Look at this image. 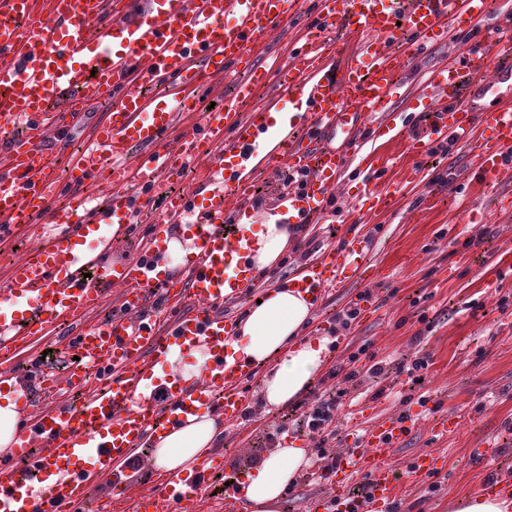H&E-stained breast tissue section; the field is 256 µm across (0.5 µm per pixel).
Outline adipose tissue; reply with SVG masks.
<instances>
[{"label":"adipose tissue","mask_w":512,"mask_h":512,"mask_svg":"<svg viewBox=\"0 0 512 512\" xmlns=\"http://www.w3.org/2000/svg\"><path fill=\"white\" fill-rule=\"evenodd\" d=\"M245 231L249 261L259 273L277 264L297 237L295 225L279 223L273 212L266 213L262 223L246 225ZM313 309L310 296L294 288L272 286L265 291L261 304L236 325L232 349L268 369L263 381L268 405L280 406L294 400L323 370L324 340L304 334ZM209 357L208 345L199 341L188 350L173 349L167 363L182 385L193 387L201 382ZM219 434L217 415L202 411L187 416L155 439L151 462L161 471L193 473ZM308 464L306 449L292 442L266 453L241 483L240 495L248 512H280L284 489Z\"/></svg>","instance_id":"obj_1"}]
</instances>
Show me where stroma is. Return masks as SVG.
I'll use <instances>...</instances> for the list:
<instances>
[{
	"instance_id": "1",
	"label": "stroma",
	"mask_w": 512,
	"mask_h": 512,
	"mask_svg": "<svg viewBox=\"0 0 512 512\" xmlns=\"http://www.w3.org/2000/svg\"><path fill=\"white\" fill-rule=\"evenodd\" d=\"M459 42L410 56L394 94V118L404 134L386 144L392 158L387 171L373 176L349 167L333 195L337 209L308 225L285 254V264L246 288L243 298L225 302L224 313L241 319L253 308L265 287L287 282L299 268L340 246L345 225L371 241L372 266L367 279L348 285L317 301L307 336L323 337L336 317L358 293L370 292L349 330L338 333L336 349L327 351L326 365H338L350 351L370 344L386 364L381 375L353 381L364 408L365 421L395 417L410 411L420 416L418 428L388 458L401 475L396 512H452L453 501L481 492L490 479L512 488V308L501 310L499 292H512V210L497 208L498 198L511 194L512 180L496 181L475 164L468 142L450 151L413 156L408 150L414 134L413 118L425 106L420 94L430 67L451 59ZM389 185L396 194L387 212L353 221L354 185L362 179ZM75 329L62 325L37 337L25 351L0 362L1 371L31 373L47 359L63 373L66 359L60 347ZM416 357L428 360L420 379L401 373V363ZM427 396L419 406V396ZM255 424L225 425L216 443L237 465L248 457L263 456L272 444L270 434L287 429L304 448L314 442L300 433L301 411L295 403L272 407L264 402L261 382L249 396ZM455 417L459 426L434 438L432 426ZM494 440L495 458L476 456L477 448ZM438 457L442 486L430 491L432 480L412 477L408 471L419 454Z\"/></svg>"
}]
</instances>
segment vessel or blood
I'll return each instance as SVG.
<instances>
[{"mask_svg":"<svg viewBox=\"0 0 512 512\" xmlns=\"http://www.w3.org/2000/svg\"><path fill=\"white\" fill-rule=\"evenodd\" d=\"M297 0H0V243L22 228L35 242L13 261L0 287V352L54 325L75 324L77 355L66 380L40 374L34 386L81 390L78 405L34 409L24 398L20 435L0 466V512H73L95 482L121 496L137 483L125 461L153 435L200 409L238 420L256 366L229 348L233 326L226 301L253 281L236 226L251 212L249 187L275 168L303 175V187L280 194L284 224L323 217L339 177L368 143L396 137L383 121L391 112L402 66L392 44L409 39L419 53L458 35L468 37L487 13V0H316L314 16L274 71L251 72L224 107L204 110L201 95L220 97L224 81L244 63L265 57L273 32L297 12ZM509 39L467 45L460 59L431 70L426 87L428 133L411 140L423 155L447 140L471 141L484 173L500 176L512 156V71L496 59L512 49V15L501 14ZM349 38L353 53L339 48ZM274 79L249 112L242 101ZM491 96L479 110L464 105L465 89ZM106 103L74 157L60 132L67 116ZM376 124H369L370 116ZM184 125L171 144L166 133ZM198 170L164 204L136 257L112 256L136 216L187 163ZM355 195L370 210L387 208L388 193L369 181ZM180 226L194 253L184 276L167 274L166 240ZM370 267L369 247L352 237L309 263L295 285L315 298L342 285L348 271ZM121 291L122 314L93 324L85 315L106 290ZM205 340L212 354L195 391L164 371L175 347ZM410 429L389 418L373 425L336 459L331 482L349 502L354 474L369 475L358 512H387L396 478L383 461ZM223 454L207 456L194 478L157 475L136 495L131 512H189L207 476L223 470ZM39 496H31L33 483Z\"/></svg>","mask_w":512,"mask_h":512,"instance_id":"obj_1","label":"vessel or blood"}]
</instances>
